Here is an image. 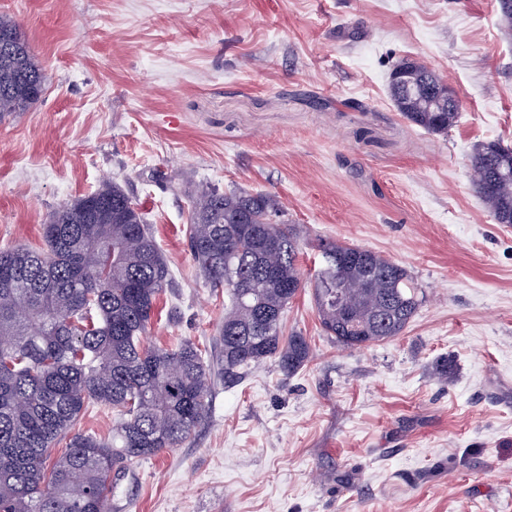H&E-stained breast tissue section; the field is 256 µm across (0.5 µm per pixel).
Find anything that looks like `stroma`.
<instances>
[{"label":"stroma","mask_w":512,"mask_h":512,"mask_svg":"<svg viewBox=\"0 0 512 512\" xmlns=\"http://www.w3.org/2000/svg\"><path fill=\"white\" fill-rule=\"evenodd\" d=\"M46 75L0 119V251L42 245L60 206L121 185L172 280L150 344L213 350L224 293L188 247L206 186L276 195L306 288L284 333L312 350L216 379L205 422L112 480V512H512V224L473 186L476 144H512V39L497 0H0ZM410 56L461 104L447 134L393 107ZM405 266L424 294L398 338L319 324L316 239ZM452 365L450 378L437 371Z\"/></svg>","instance_id":"stroma-1"}]
</instances>
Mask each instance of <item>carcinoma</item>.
Here are the masks:
<instances>
[{
  "mask_svg": "<svg viewBox=\"0 0 512 512\" xmlns=\"http://www.w3.org/2000/svg\"><path fill=\"white\" fill-rule=\"evenodd\" d=\"M20 47L0 53V117L38 102L45 79L17 22L0 14V37ZM389 83L396 111L428 132L446 134L448 82L403 57ZM478 144L472 169L493 182L475 185L498 224H512V154ZM278 197L203 189L189 204V249L212 288L224 289L221 349L205 360L191 342L149 347L143 335L171 280L137 203L105 181L43 224L44 246L0 251V512H111L112 474L186 441L206 418L215 377L231 378L275 359L293 374L310 359L305 336L282 333L283 315L305 286L299 235L269 221ZM313 280L326 335L348 348L390 341L404 332L424 295L409 271L349 244L321 240ZM366 281L367 288L357 284ZM112 408L109 439L72 433L90 403ZM68 450L50 460L56 444Z\"/></svg>",
  "mask_w": 512,
  "mask_h": 512,
  "instance_id": "1",
  "label": "carcinoma"
}]
</instances>
